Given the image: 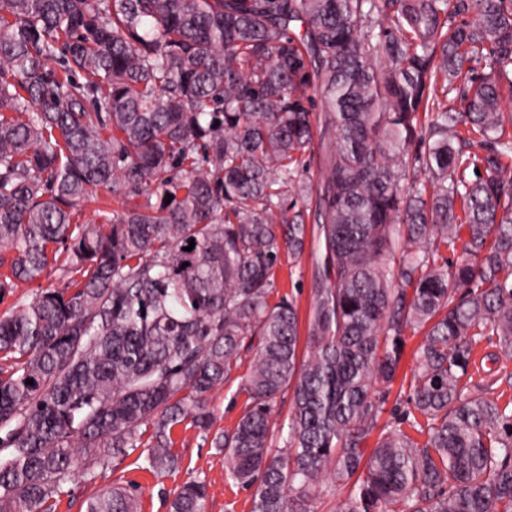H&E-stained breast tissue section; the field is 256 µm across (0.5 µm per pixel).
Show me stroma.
<instances>
[{
    "label": "stroma",
    "mask_w": 512,
    "mask_h": 512,
    "mask_svg": "<svg viewBox=\"0 0 512 512\" xmlns=\"http://www.w3.org/2000/svg\"><path fill=\"white\" fill-rule=\"evenodd\" d=\"M275 283L279 293L292 296L298 306L299 319L308 322L314 290L325 281L328 272L317 253L314 242H307L299 255L281 254L275 270ZM250 352H242L230 379L215 391L209 404L216 414L218 428L234 427L245 407V394L240 393L241 379L249 369ZM470 368L471 390L497 398L499 404L512 400V358L502 355L498 345L481 343L473 356ZM174 438L175 450L180 456L176 469L163 473L145 470V460L138 451H131L115 469L105 471L97 481L77 482V498L62 501L57 512H81L83 498L112 484L136 483L142 487L141 512H167V503L184 483L201 480L207 485L206 512H249V491L229 483L225 477L224 456L205 442L198 429L178 427Z\"/></svg>",
    "instance_id": "stroma-1"
}]
</instances>
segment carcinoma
Here are the masks:
<instances>
[{
    "label": "carcinoma",
    "instance_id": "cac0c4a2",
    "mask_svg": "<svg viewBox=\"0 0 512 512\" xmlns=\"http://www.w3.org/2000/svg\"><path fill=\"white\" fill-rule=\"evenodd\" d=\"M504 85L512 0H0V300L81 274L0 316V512H56L130 448L171 470L187 422L250 512L340 484L336 512H512V411L467 381L476 345L512 353ZM100 188L138 202L80 223ZM290 193L317 201L333 273L304 357L294 299L271 302L309 235ZM408 329L426 440L386 424L367 455ZM244 349L245 410L216 429ZM206 502L192 480L168 512ZM84 512H140L139 486ZM69 276H62L61 271L55 270V267L50 269L48 273L41 279L27 284H20L10 295H7L3 302H0V315L8 313L13 307H16L22 302H29L34 293L41 288H63L69 280Z\"/></svg>",
    "mask_w": 512,
    "mask_h": 512
}]
</instances>
